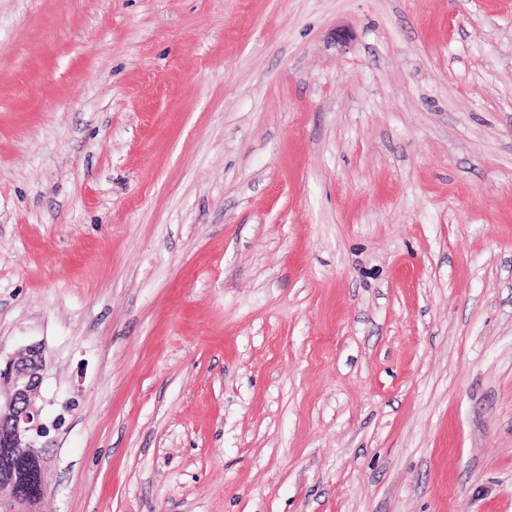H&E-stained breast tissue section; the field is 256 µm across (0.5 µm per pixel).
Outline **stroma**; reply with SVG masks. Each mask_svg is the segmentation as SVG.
I'll return each mask as SVG.
<instances>
[{
    "label": "stroma",
    "instance_id": "35a3bbf8",
    "mask_svg": "<svg viewBox=\"0 0 512 512\" xmlns=\"http://www.w3.org/2000/svg\"><path fill=\"white\" fill-rule=\"evenodd\" d=\"M37 512H512V0H0V356ZM44 353L42 344L34 343L10 357L3 369L0 359V437L7 434L8 448H34L36 439L50 431L38 406ZM50 449L37 446L33 453L17 454L10 460V467L26 478L22 493L28 512L36 511L43 497L38 472Z\"/></svg>",
    "mask_w": 512,
    "mask_h": 512
}]
</instances>
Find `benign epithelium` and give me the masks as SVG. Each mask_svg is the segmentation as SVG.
Returning a JSON list of instances; mask_svg holds the SVG:
<instances>
[{"label":"benign epithelium","mask_w":512,"mask_h":512,"mask_svg":"<svg viewBox=\"0 0 512 512\" xmlns=\"http://www.w3.org/2000/svg\"><path fill=\"white\" fill-rule=\"evenodd\" d=\"M45 367L44 347L34 343L10 357L0 368V436L7 435V447L26 450L36 439L49 433L41 420L40 387ZM19 491L16 483L0 481V506L16 512Z\"/></svg>","instance_id":"benign-epithelium-1"}]
</instances>
